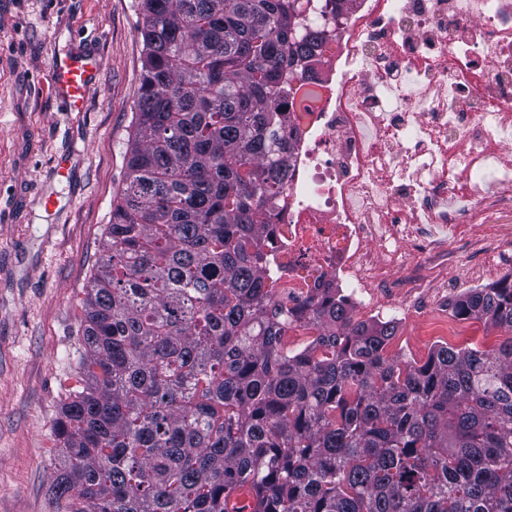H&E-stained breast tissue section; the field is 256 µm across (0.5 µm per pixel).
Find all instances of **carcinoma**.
<instances>
[{
    "label": "carcinoma",
    "mask_w": 512,
    "mask_h": 512,
    "mask_svg": "<svg viewBox=\"0 0 512 512\" xmlns=\"http://www.w3.org/2000/svg\"><path fill=\"white\" fill-rule=\"evenodd\" d=\"M122 188L54 423L65 512H512V336L391 356L345 295L275 299L289 78L317 0H139ZM453 317L512 331V280ZM308 336L288 348V325Z\"/></svg>",
    "instance_id": "1"
}]
</instances>
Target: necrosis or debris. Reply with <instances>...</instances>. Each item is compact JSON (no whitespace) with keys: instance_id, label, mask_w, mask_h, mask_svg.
<instances>
[{"instance_id":"1","label":"necrosis or debris","mask_w":512,"mask_h":512,"mask_svg":"<svg viewBox=\"0 0 512 512\" xmlns=\"http://www.w3.org/2000/svg\"><path fill=\"white\" fill-rule=\"evenodd\" d=\"M290 80L288 187L270 259L297 306L331 284L476 288L512 258V0H341Z\"/></svg>"}]
</instances>
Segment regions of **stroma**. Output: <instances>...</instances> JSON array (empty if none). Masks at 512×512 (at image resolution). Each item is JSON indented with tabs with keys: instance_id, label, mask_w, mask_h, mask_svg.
<instances>
[{
	"instance_id": "obj_1",
	"label": "stroma",
	"mask_w": 512,
	"mask_h": 512,
	"mask_svg": "<svg viewBox=\"0 0 512 512\" xmlns=\"http://www.w3.org/2000/svg\"><path fill=\"white\" fill-rule=\"evenodd\" d=\"M138 22L135 0H0V512H61L52 426L76 384L84 289L124 178ZM66 50L102 59L82 112L65 111L46 82ZM394 319L390 352L418 361L447 342L485 348L512 335L456 319L437 299Z\"/></svg>"
}]
</instances>
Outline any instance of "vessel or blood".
Returning a JSON list of instances; mask_svg holds the SVG:
<instances>
[{
	"label": "vessel or blood",
	"mask_w": 512,
	"mask_h": 512,
	"mask_svg": "<svg viewBox=\"0 0 512 512\" xmlns=\"http://www.w3.org/2000/svg\"><path fill=\"white\" fill-rule=\"evenodd\" d=\"M98 68L96 55L84 52L57 53L53 56L46 79L68 111L80 112L85 108Z\"/></svg>",
	"instance_id": "obj_1"
}]
</instances>
